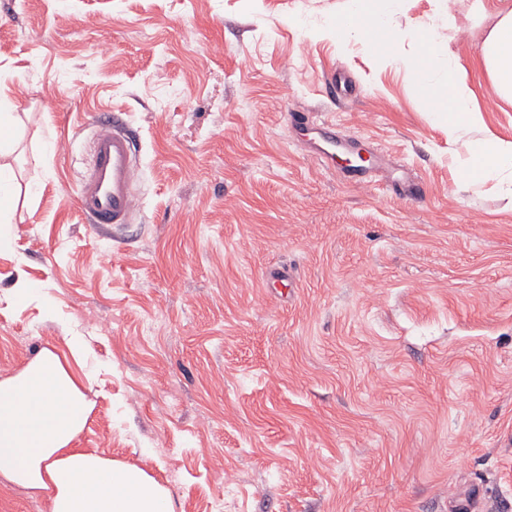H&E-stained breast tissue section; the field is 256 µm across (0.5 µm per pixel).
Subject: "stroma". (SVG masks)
Returning <instances> with one entry per match:
<instances>
[{
    "instance_id": "stroma-1",
    "label": "stroma",
    "mask_w": 512,
    "mask_h": 512,
    "mask_svg": "<svg viewBox=\"0 0 512 512\" xmlns=\"http://www.w3.org/2000/svg\"><path fill=\"white\" fill-rule=\"evenodd\" d=\"M347 10L0 0L28 189L0 251V378L83 336L76 447L143 468L174 512H512V198L461 179L470 133L449 137L441 85L399 60L450 45L506 141L512 101L467 12L452 37L443 0H400L370 50L326 33ZM113 112L140 157L116 230L75 202L91 116ZM292 112L372 146L373 187L321 166Z\"/></svg>"
}]
</instances>
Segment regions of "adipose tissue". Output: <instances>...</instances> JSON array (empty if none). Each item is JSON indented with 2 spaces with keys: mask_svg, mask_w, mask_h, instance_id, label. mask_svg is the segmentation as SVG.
I'll return each mask as SVG.
<instances>
[{
  "mask_svg": "<svg viewBox=\"0 0 512 512\" xmlns=\"http://www.w3.org/2000/svg\"><path fill=\"white\" fill-rule=\"evenodd\" d=\"M367 0H349L343 25L362 31L375 45L399 0H381L370 29H362ZM479 53L492 92L512 97V0H482ZM412 68L425 72L448 68V83L439 116L449 134L481 129L461 166L472 182H496L512 197V141L485 130L482 116L470 105L466 70L450 47L425 42ZM12 113L0 114V186L8 200L19 196L10 163L16 151ZM89 406L80 376L66 357L43 349L14 375L0 380V478L45 498L50 512H174L170 490L145 470L75 447L87 424Z\"/></svg>",
  "mask_w": 512,
  "mask_h": 512,
  "instance_id": "1",
  "label": "adipose tissue"
}]
</instances>
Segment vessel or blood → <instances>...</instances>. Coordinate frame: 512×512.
Wrapping results in <instances>:
<instances>
[{
  "label": "vessel or blood",
  "mask_w": 512,
  "mask_h": 512,
  "mask_svg": "<svg viewBox=\"0 0 512 512\" xmlns=\"http://www.w3.org/2000/svg\"><path fill=\"white\" fill-rule=\"evenodd\" d=\"M295 128L311 129L328 143H335L332 123L312 120L303 113L292 116ZM92 161L76 194V205L89 224L120 226L131 223L137 212L134 189L139 150L133 134L120 116L100 117L94 123Z\"/></svg>",
  "instance_id": "1"
}]
</instances>
